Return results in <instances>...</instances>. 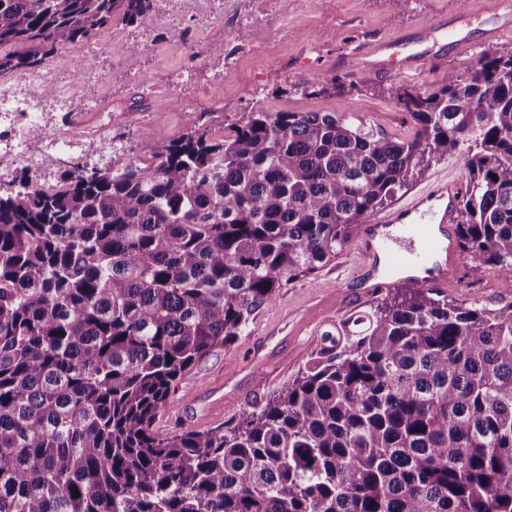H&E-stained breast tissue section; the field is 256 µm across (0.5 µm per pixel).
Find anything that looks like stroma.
<instances>
[{"mask_svg": "<svg viewBox=\"0 0 512 512\" xmlns=\"http://www.w3.org/2000/svg\"><path fill=\"white\" fill-rule=\"evenodd\" d=\"M496 22L495 0H209L206 6L170 10L157 0L145 22H114L92 44L111 47L116 62L88 60L90 44L55 53L62 71L84 67L91 75L81 99H95L84 127L68 112L48 117V129L76 134L94 143L83 154L63 152L47 161L50 179L69 163L88 166L144 160L157 144L188 133L199 124L215 135L251 112H335L351 100L356 114L372 128L405 139L414 133L406 112L389 99V82L435 90L464 79L489 48L485 29ZM453 33L471 42L433 65L378 75L341 66L347 48L374 38L406 39L416 31ZM198 39L186 48L177 34ZM141 49L129 58L130 45ZM188 84L177 85L181 72ZM321 84L346 78L347 97H307L291 86L298 73ZM460 275L437 291L455 303L493 305L504 300L498 266L459 254ZM351 250L309 277L288 283L275 300L253 317L237 343L213 349L173 385L167 407L154 424L156 433L208 430L237 417L254 402L288 383L339 319L369 309L375 294L356 286Z\"/></svg>", "mask_w": 512, "mask_h": 512, "instance_id": "obj_1", "label": "stroma"}]
</instances>
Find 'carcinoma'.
<instances>
[{"mask_svg":"<svg viewBox=\"0 0 512 512\" xmlns=\"http://www.w3.org/2000/svg\"><path fill=\"white\" fill-rule=\"evenodd\" d=\"M155 2L0 0V75ZM386 91L413 137L347 111L251 112L146 163L0 194V512H512L511 300L389 288L238 417L153 431L182 374L335 260L427 156L467 146L460 249L512 293V44L455 84Z\"/></svg>","mask_w":512,"mask_h":512,"instance_id":"obj_1","label":"carcinoma"}]
</instances>
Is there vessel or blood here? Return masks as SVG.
I'll use <instances>...</instances> for the list:
<instances>
[{
  "label": "vessel or blood",
  "instance_id": "1",
  "mask_svg": "<svg viewBox=\"0 0 512 512\" xmlns=\"http://www.w3.org/2000/svg\"><path fill=\"white\" fill-rule=\"evenodd\" d=\"M353 57L362 70L374 74L411 71L436 59L433 50L409 51L390 39L358 43ZM462 190L460 178L436 177L396 209L359 225L355 262L360 287L387 288L399 282L430 288L446 285L456 269L454 223Z\"/></svg>",
  "mask_w": 512,
  "mask_h": 512
}]
</instances>
